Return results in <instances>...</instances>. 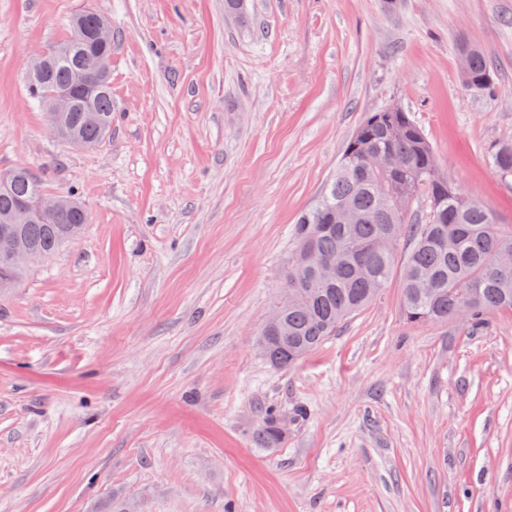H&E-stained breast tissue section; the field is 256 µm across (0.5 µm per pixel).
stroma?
I'll use <instances>...</instances> for the list:
<instances>
[{
	"label": "stroma",
	"instance_id": "stroma-1",
	"mask_svg": "<svg viewBox=\"0 0 512 512\" xmlns=\"http://www.w3.org/2000/svg\"><path fill=\"white\" fill-rule=\"evenodd\" d=\"M395 2L0 0V173L90 216L0 288V512H512V311L412 326L394 278L295 366L258 348L366 113L406 109L512 224L489 159L512 141V0ZM84 7L112 20V130L74 150L26 84ZM466 43L493 93L464 87ZM270 407L288 434L261 448Z\"/></svg>",
	"mask_w": 512,
	"mask_h": 512
}]
</instances>
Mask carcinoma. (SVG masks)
<instances>
[{"instance_id":"cac0c4a2","label":"carcinoma","mask_w":512,"mask_h":512,"mask_svg":"<svg viewBox=\"0 0 512 512\" xmlns=\"http://www.w3.org/2000/svg\"><path fill=\"white\" fill-rule=\"evenodd\" d=\"M108 22L94 10H80L69 20L68 34L54 45L51 60L28 78L31 98L50 112L51 94L69 92L68 109L57 115L65 133L89 146L99 144L112 128V85L98 82L88 92L75 89L74 74L98 76V60L112 64V48L91 36ZM465 87L491 89V64L475 46L466 45ZM491 163L505 180L512 178V144L496 146ZM434 152L421 128L400 106L368 114L345 144L336 172L317 203L294 228V248L278 302L282 327L275 334L261 330L264 356L275 367L288 368L330 337L346 320L371 304L390 281L395 251L388 241L409 237L411 247L400 281L402 313L413 325L448 320L477 321L512 310V224H501L485 205L438 183ZM44 192L25 168L13 170L0 189V228L14 230L36 259L54 253L84 230L70 208L28 224H10L23 200ZM423 201L418 217L404 200ZM305 255L336 263V274L321 279L309 265L303 281H293L296 263ZM282 416L269 412L255 431V440L272 448L284 439Z\"/></svg>"}]
</instances>
